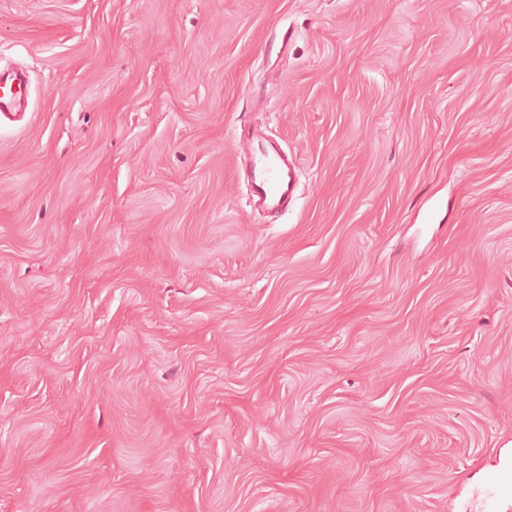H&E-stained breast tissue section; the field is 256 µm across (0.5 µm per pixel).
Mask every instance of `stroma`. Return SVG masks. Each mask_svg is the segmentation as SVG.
Instances as JSON below:
<instances>
[{
	"label": "stroma",
	"instance_id": "1",
	"mask_svg": "<svg viewBox=\"0 0 512 512\" xmlns=\"http://www.w3.org/2000/svg\"><path fill=\"white\" fill-rule=\"evenodd\" d=\"M0 55V512H512V0H0ZM30 98V76L26 69L0 68V119L23 112ZM252 195L270 209H280L293 193L295 170L272 143L254 138L249 150Z\"/></svg>",
	"mask_w": 512,
	"mask_h": 512
}]
</instances>
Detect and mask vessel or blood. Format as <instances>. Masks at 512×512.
Masks as SVG:
<instances>
[{
    "instance_id": "b4317fda",
    "label": "vessel or blood",
    "mask_w": 512,
    "mask_h": 512,
    "mask_svg": "<svg viewBox=\"0 0 512 512\" xmlns=\"http://www.w3.org/2000/svg\"><path fill=\"white\" fill-rule=\"evenodd\" d=\"M30 98L26 69L0 68V118L24 111ZM251 191L266 207L280 209L293 193L296 174L272 143L254 138L249 150Z\"/></svg>"
}]
</instances>
